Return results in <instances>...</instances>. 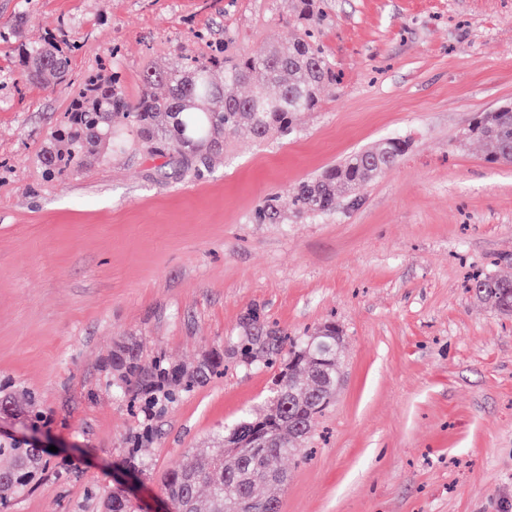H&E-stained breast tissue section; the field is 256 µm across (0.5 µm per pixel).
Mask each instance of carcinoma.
Segmentation results:
<instances>
[{"instance_id": "carcinoma-1", "label": "carcinoma", "mask_w": 512, "mask_h": 512, "mask_svg": "<svg viewBox=\"0 0 512 512\" xmlns=\"http://www.w3.org/2000/svg\"><path fill=\"white\" fill-rule=\"evenodd\" d=\"M291 17L302 36L288 49L275 44L263 52L224 59V48L205 60L181 68H148L142 88L127 97L119 76L109 82L85 81L65 113L62 128L51 134L41 154L46 178L61 179L106 148L124 153L178 156L196 175L224 152V139L245 134L255 140L288 136L298 112L320 106L323 87L334 77L333 63L314 34L322 20L319 0H291ZM68 43L61 33L26 47L20 76L27 83L69 82ZM492 149V159L512 163V104L485 112L464 132ZM409 141L390 138L358 151L294 187L295 207L302 214H324L344 194H354L408 151ZM476 297L495 312L512 315V278L484 276L475 281ZM241 346L242 362L273 370L271 400L260 416L247 414L234 426L238 439L217 433L214 447L190 450L162 479L172 512H263L278 502L285 473L277 467L294 456L308 439L315 420L336 397L340 335L326 324L307 336L290 339L269 325L259 310L248 314ZM224 370V350L202 352L190 366L171 365L163 355L146 360L139 344L121 341L105 362L112 394L135 408L136 425L121 447L124 464L140 468L138 449L153 443L158 420L213 375ZM0 411L25 418L36 428L52 421L40 395L0 381ZM50 469L49 454L12 437L0 436V506L28 493ZM207 492L201 501L200 491ZM104 512H137L122 491L108 492Z\"/></svg>"}]
</instances>
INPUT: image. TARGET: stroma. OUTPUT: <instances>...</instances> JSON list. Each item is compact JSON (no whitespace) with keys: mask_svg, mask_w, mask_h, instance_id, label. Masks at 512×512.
<instances>
[{"mask_svg":"<svg viewBox=\"0 0 512 512\" xmlns=\"http://www.w3.org/2000/svg\"><path fill=\"white\" fill-rule=\"evenodd\" d=\"M336 80L286 139H229L203 177L135 151L48 180L39 155L86 73L119 74L223 47L255 55L300 30L288 0H0V69L67 25L71 80L0 100V378L37 390L57 471L8 512H102L122 484L134 424L104 358L224 373L158 425L130 486L145 512L162 478L249 410L273 372L234 352L251 309L299 336L343 334L341 381L288 472L279 512H512V316L474 296L476 273L512 275V163L463 132L512 103V0H323ZM391 137L410 148L328 215L299 217L292 189ZM277 196L279 219L255 213Z\"/></svg>","mask_w":512,"mask_h":512,"instance_id":"1","label":"stroma"}]
</instances>
